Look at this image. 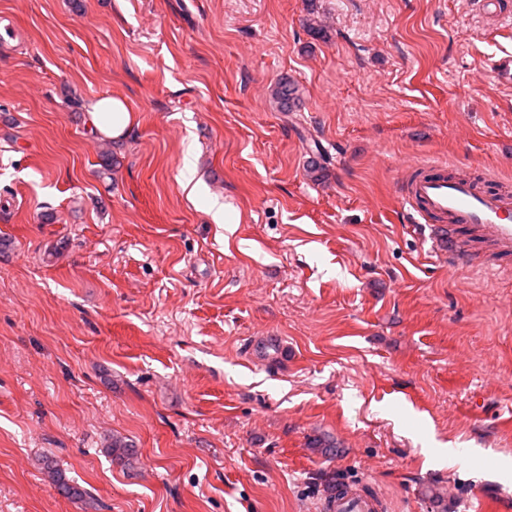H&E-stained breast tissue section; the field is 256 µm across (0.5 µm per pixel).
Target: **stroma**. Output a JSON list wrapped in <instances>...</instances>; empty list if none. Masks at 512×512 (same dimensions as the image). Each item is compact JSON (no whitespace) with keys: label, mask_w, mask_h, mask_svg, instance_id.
I'll list each match as a JSON object with an SVG mask.
<instances>
[{"label":"stroma","mask_w":512,"mask_h":512,"mask_svg":"<svg viewBox=\"0 0 512 512\" xmlns=\"http://www.w3.org/2000/svg\"><path fill=\"white\" fill-rule=\"evenodd\" d=\"M507 53L471 0H0V512H512V275L401 202L426 159L512 193ZM273 95L285 112H290L298 100V86L288 76H282L273 88ZM86 116L91 127L110 136L123 134L134 122V115L126 103L112 96H102L93 101ZM52 463L53 461L51 460L45 461L46 469L51 479V484L56 492L71 500H83L87 495L86 488L73 480L67 479L66 476L59 469H56ZM324 512H376L378 505L374 498L367 495H360L353 492H345L336 487L324 498L320 508Z\"/></svg>","instance_id":"stroma-1"}]
</instances>
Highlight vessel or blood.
<instances>
[{
  "mask_svg": "<svg viewBox=\"0 0 512 512\" xmlns=\"http://www.w3.org/2000/svg\"><path fill=\"white\" fill-rule=\"evenodd\" d=\"M402 205L427 223L469 227L498 257L495 272L512 273V194L479 189L470 179L448 177L442 163L422 162L406 185ZM321 509L377 512L378 505L370 496L336 491L325 497Z\"/></svg>",
  "mask_w": 512,
  "mask_h": 512,
  "instance_id": "obj_1",
  "label": "vessel or blood"
}]
</instances>
